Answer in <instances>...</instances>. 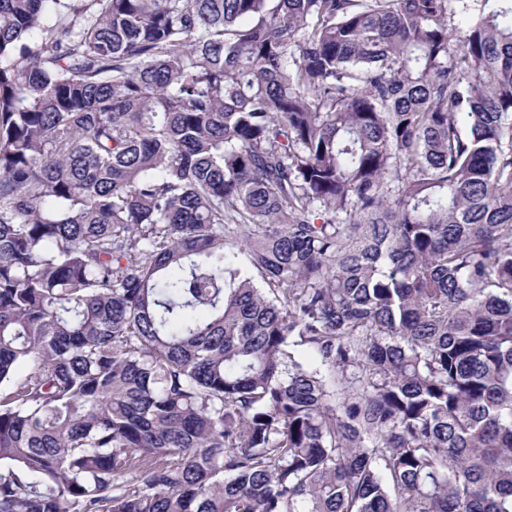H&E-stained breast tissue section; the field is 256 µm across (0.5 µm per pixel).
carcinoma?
Returning a JSON list of instances; mask_svg holds the SVG:
<instances>
[{
	"mask_svg": "<svg viewBox=\"0 0 512 512\" xmlns=\"http://www.w3.org/2000/svg\"><path fill=\"white\" fill-rule=\"evenodd\" d=\"M0 512H512V0H0Z\"/></svg>",
	"mask_w": 512,
	"mask_h": 512,
	"instance_id": "carcinoma-1",
	"label": "carcinoma"
}]
</instances>
